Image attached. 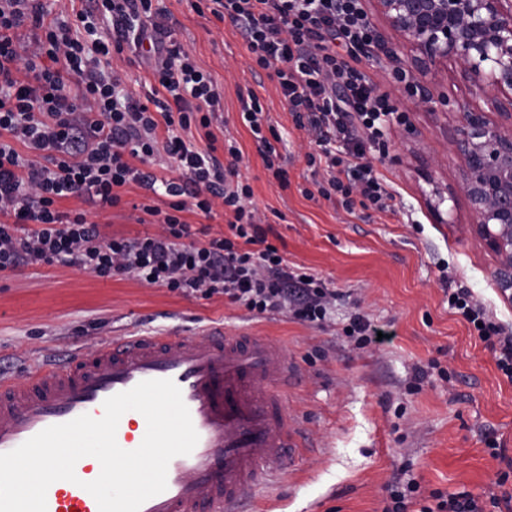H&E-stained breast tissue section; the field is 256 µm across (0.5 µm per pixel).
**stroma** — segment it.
<instances>
[{
    "instance_id": "stroma-1",
    "label": "stroma",
    "mask_w": 512,
    "mask_h": 512,
    "mask_svg": "<svg viewBox=\"0 0 512 512\" xmlns=\"http://www.w3.org/2000/svg\"><path fill=\"white\" fill-rule=\"evenodd\" d=\"M194 0H156L165 25L192 48L224 90V136L242 152L240 175L253 190L267 239L294 269L314 274L340 297L324 321L257 314L227 296H183L132 276L100 278L74 267L0 271V374L17 381L53 353L91 352L101 339L135 329L198 332L210 323L247 329L284 344L300 370L288 389L304 430L295 468L252 494L254 512H383L395 481L415 480L422 493L485 496L512 460V379L494 351L448 306V292L468 289L493 321L512 333V303L492 277L493 254L472 233L455 188L461 161L451 146L452 115L409 99L384 53L356 51V66L390 97L405 121L387 117L386 152L368 149L395 196L383 214L307 198L315 138L297 127L272 70L257 69L238 27ZM255 94L288 173L280 186L240 116L242 95ZM106 210L78 198L63 210H86L108 237L145 232L142 203L167 208L165 196L138 186L120 190ZM381 329V341L356 347L354 315Z\"/></svg>"
}]
</instances>
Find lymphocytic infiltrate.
Segmentation results:
<instances>
[{"label":"lymphocytic infiltrate","instance_id":"f902f5d3","mask_svg":"<svg viewBox=\"0 0 512 512\" xmlns=\"http://www.w3.org/2000/svg\"><path fill=\"white\" fill-rule=\"evenodd\" d=\"M74 21L50 17L45 0H0V270L63 263L101 278L136 277L149 286L203 298L223 294L257 313L291 309L294 318L325 319L335 292L313 277L289 270L266 242L249 185L240 182L241 151L219 149L212 125L221 93L193 51L157 23L154 0H89ZM212 14L239 26L258 66L273 70L280 94L298 127L316 135L327 179L317 192L341 195L346 210L356 200L377 211L395 210L394 195L366 156L377 122L393 113L387 95L333 46L371 45L373 28L359 0H211ZM111 22L103 32L102 22ZM132 52L156 85L147 100L126 90L113 56ZM241 116L261 144L266 168L280 185L275 147L263 135L256 96ZM166 128L158 139V128ZM199 129L203 143L185 139ZM228 160H221V152ZM166 154L180 178L157 179L144 164ZM163 188L168 209L145 206L159 230L134 238L102 236L85 212L64 211L78 197L105 209L120 201L119 188ZM231 213L228 235L208 236L182 218ZM244 247H237L236 239ZM448 303L476 325L481 340L499 342L498 367L512 378V336L487 318L467 289Z\"/></svg>","mask_w":512,"mask_h":512}]
</instances>
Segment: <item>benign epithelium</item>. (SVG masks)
Here are the masks:
<instances>
[{"mask_svg": "<svg viewBox=\"0 0 512 512\" xmlns=\"http://www.w3.org/2000/svg\"><path fill=\"white\" fill-rule=\"evenodd\" d=\"M387 26L412 48L409 96L456 115L454 150L471 229L494 253L493 280L512 303V0H376ZM464 66L468 100L436 92L438 62Z\"/></svg>", "mask_w": 512, "mask_h": 512, "instance_id": "obj_1", "label": "benign epithelium"}]
</instances>
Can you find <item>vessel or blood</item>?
Returning a JSON list of instances; mask_svg holds the SVG:
<instances>
[{"instance_id":"1","label":"vessel or blood","mask_w":512,"mask_h":512,"mask_svg":"<svg viewBox=\"0 0 512 512\" xmlns=\"http://www.w3.org/2000/svg\"><path fill=\"white\" fill-rule=\"evenodd\" d=\"M296 371L287 350L266 336L223 325L201 335L171 329L105 340L91 353L42 362L24 381L0 376V453L80 415L102 417L108 397L141 381L169 379L199 440L190 454L170 461L166 490L140 512H250L246 491L286 474L300 456L302 428L288 407ZM146 428L143 415L126 412L118 445L135 450ZM100 472L96 458L79 459L76 482L49 486L47 512H99L84 485Z\"/></svg>"}]
</instances>
